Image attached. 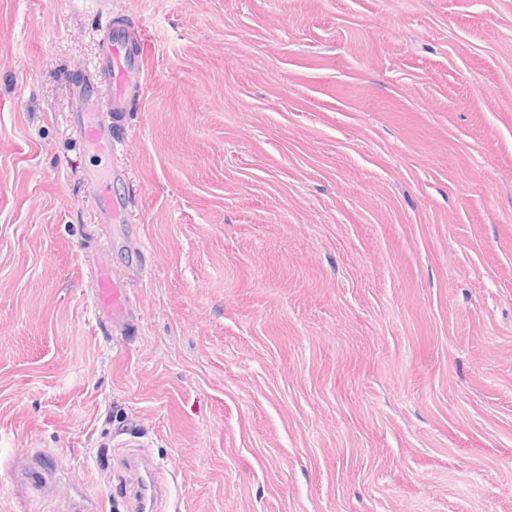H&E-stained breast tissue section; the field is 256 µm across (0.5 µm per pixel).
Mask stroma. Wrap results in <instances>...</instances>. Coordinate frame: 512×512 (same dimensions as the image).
Segmentation results:
<instances>
[{"mask_svg": "<svg viewBox=\"0 0 512 512\" xmlns=\"http://www.w3.org/2000/svg\"><path fill=\"white\" fill-rule=\"evenodd\" d=\"M136 449L167 512H512V0H0V512L38 457L20 512H126ZM103 38L99 40L100 70L104 75L106 94L87 77V82L98 92L90 104L112 113V123L118 124L124 112H130L139 102L144 90L142 59L147 44L141 28L131 19L106 15L101 22ZM114 116V118H113ZM84 135L91 141L104 142L112 151V127L106 128L97 121L95 112H81ZM112 177L117 178L120 175L112 169L109 170L107 176L98 171L90 175V183L95 188L101 214L105 222L108 224H119L126 214L128 204L123 197H112ZM97 289L93 305L101 330L112 336L122 333L130 323V288L126 276L107 265L95 269Z\"/></svg>", "mask_w": 512, "mask_h": 512, "instance_id": "obj_1", "label": "stroma"}]
</instances>
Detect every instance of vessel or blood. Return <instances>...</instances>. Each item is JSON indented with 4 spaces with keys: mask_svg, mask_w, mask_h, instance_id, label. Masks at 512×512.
<instances>
[{
    "mask_svg": "<svg viewBox=\"0 0 512 512\" xmlns=\"http://www.w3.org/2000/svg\"><path fill=\"white\" fill-rule=\"evenodd\" d=\"M101 32L99 66L104 76L105 92L93 98V111L83 113L82 128L89 140L108 144L112 141V131L97 121L94 110L104 108L119 121L139 102L144 90L142 59L147 44L140 26L129 19L105 16ZM90 182L95 188L105 222L121 223L128 204L125 198L113 196L111 176L97 172L91 174ZM95 278L97 289L93 305L101 330L107 334L126 331L131 315L126 276L110 266L100 265L95 269ZM128 466L132 471L145 473L137 485L132 505L134 512H157L165 487L159 467L144 458L132 459Z\"/></svg>",
    "mask_w": 512,
    "mask_h": 512,
    "instance_id": "b4317fda",
    "label": "vessel or blood"
}]
</instances>
